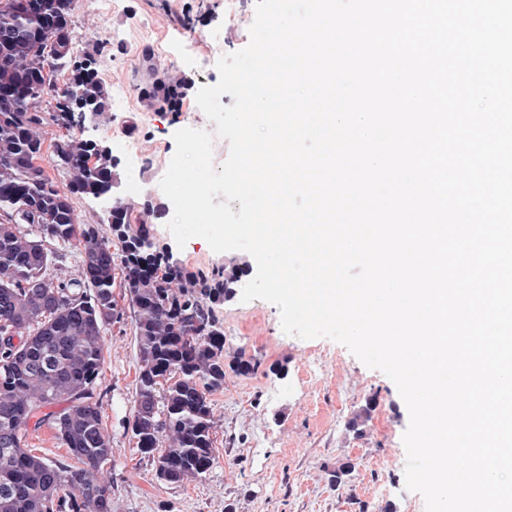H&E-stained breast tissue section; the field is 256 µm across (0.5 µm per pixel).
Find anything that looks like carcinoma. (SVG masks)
<instances>
[{"mask_svg":"<svg viewBox=\"0 0 512 512\" xmlns=\"http://www.w3.org/2000/svg\"><path fill=\"white\" fill-rule=\"evenodd\" d=\"M0 0V512H112V457L96 393L104 364L105 330L123 319L114 291L116 271L135 309L138 372L131 433L143 454L158 453L155 476L169 482L206 477L215 464L214 420L209 396L224 389L226 370L257 371L259 361L239 353L224 362V329L213 304L234 289L241 269L188 271L166 248L143 241L151 208L125 201L112 224V243L97 224L75 221L70 195L109 201L114 187L112 154L69 133L51 145L67 156L57 188L38 164L44 122L34 90L67 67L71 77L54 87L55 100L74 108L71 90L102 114L108 92L96 70L47 48L74 42L73 0ZM143 64L155 78L141 98L174 111L185 84L158 70L150 51ZM27 223L30 230L20 225ZM77 247L76 273L65 269ZM55 270L51 275L48 270ZM44 425L68 448L66 463L26 448L27 428Z\"/></svg>","mask_w":512,"mask_h":512,"instance_id":"carcinoma-1","label":"carcinoma"}]
</instances>
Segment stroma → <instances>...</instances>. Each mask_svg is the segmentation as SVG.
<instances>
[{
  "mask_svg": "<svg viewBox=\"0 0 512 512\" xmlns=\"http://www.w3.org/2000/svg\"><path fill=\"white\" fill-rule=\"evenodd\" d=\"M255 6L244 0L238 27L229 26L224 0H73L71 16L76 52L94 55L100 78L126 91L111 99L94 130L112 148L120 195L138 207L153 204L152 236L186 269L245 266L239 291L256 274L253 257L213 252L200 238L178 247L167 228L173 205L159 182L177 130L213 133L196 92L217 83L223 55L248 45ZM156 36L165 51L160 68L189 86L174 111L148 108L139 95L150 79L141 51ZM215 314L226 350L257 358L260 367L246 377L227 373L223 390L211 394L216 463L206 478L184 484L158 481L126 428L138 367L133 311L106 330L102 420L112 448V512H421L422 495L405 486L409 413L387 375L341 343L285 334L278 308L265 300L236 297ZM368 403L371 418L363 436H354L347 422ZM346 459L356 466L351 480L329 484L328 470Z\"/></svg>",
  "mask_w": 512,
  "mask_h": 512,
  "instance_id": "obj_1",
  "label": "stroma"
}]
</instances>
